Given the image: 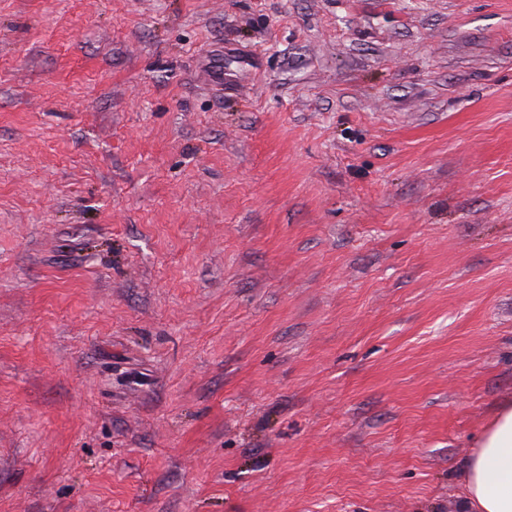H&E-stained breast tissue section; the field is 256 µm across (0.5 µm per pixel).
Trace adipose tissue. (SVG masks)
Listing matches in <instances>:
<instances>
[{
    "mask_svg": "<svg viewBox=\"0 0 512 512\" xmlns=\"http://www.w3.org/2000/svg\"><path fill=\"white\" fill-rule=\"evenodd\" d=\"M459 512H512V408L503 409L468 460Z\"/></svg>",
    "mask_w": 512,
    "mask_h": 512,
    "instance_id": "1",
    "label": "adipose tissue"
}]
</instances>
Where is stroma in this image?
<instances>
[{"label": "stroma", "instance_id": "1", "mask_svg": "<svg viewBox=\"0 0 512 512\" xmlns=\"http://www.w3.org/2000/svg\"><path fill=\"white\" fill-rule=\"evenodd\" d=\"M512 404V0H0V512H456Z\"/></svg>", "mask_w": 512, "mask_h": 512}]
</instances>
